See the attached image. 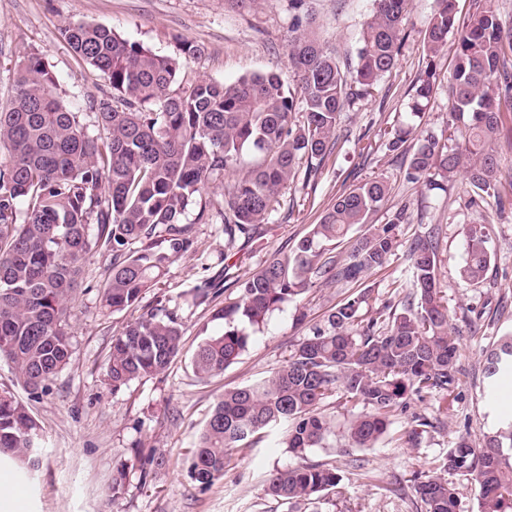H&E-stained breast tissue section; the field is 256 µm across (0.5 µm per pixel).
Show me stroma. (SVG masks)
Listing matches in <instances>:
<instances>
[{"mask_svg": "<svg viewBox=\"0 0 512 512\" xmlns=\"http://www.w3.org/2000/svg\"><path fill=\"white\" fill-rule=\"evenodd\" d=\"M308 8L309 29L321 43L338 60L355 56L373 0H309ZM434 8L435 0H412L405 20L409 37L395 67L371 95L345 108L337 130L341 148L326 158L315 191H306L298 181L285 189L262 237L228 255L222 225H196L195 253L169 264L136 305L116 313L102 306L99 295L112 257L97 251L84 266L68 312L72 361L49 392L30 395L17 382L11 364L0 360V391L26 403L41 435L39 464L33 471L0 457V477H15L26 485L17 512H418L408 493L416 478L458 438L478 448L486 435L512 421V376L506 379V389L492 393L483 381L486 349L501 336L512 335V112L505 113L495 143L497 189L507 204L501 214L491 206L477 211L466 207L464 175L440 190L408 182L406 161L384 148L394 130L410 125L423 133H448L455 40H448L436 59L438 89L426 112L414 117L406 107L427 65L423 36ZM68 22L106 25L163 56H181L187 42L201 46L202 54L187 59L182 69L189 80L230 83L288 67L289 0H246L234 9L227 0H0V103L14 96L16 70L25 55L35 51L54 72L64 105L83 113L86 124L94 123L90 103L101 97L107 84L62 39L60 28ZM374 176L387 180L391 191L371 223H387L402 208L408 214L407 223L398 228L400 245L394 254L359 280L315 281L300 303H284L263 325L248 328L245 351L223 373L198 378L193 355L205 338L223 332L224 323L213 318L212 307L192 305L185 291L215 275L226 255L233 274L257 271L279 251L294 247L337 194ZM473 223L485 224L493 253L488 279L478 287L460 276L465 258L462 227ZM431 229L437 232L450 325L460 338L462 371L454 404H446L436 393L411 396L406 411L392 414L376 447L349 449L345 426L364 406L339 390L324 402L336 432L330 447L313 449L300 459L274 447L273 437L265 435L233 450L223 477L209 488L192 483L189 460L224 390L271 376L344 300L366 295L362 314L367 318L383 305L397 303L410 280L407 249L416 235ZM159 304L179 311V357L161 374L112 389L104 368L113 338L126 323ZM416 414L431 426L411 441L407 432ZM151 450L163 463L144 479L140 470ZM303 460L335 466L342 477L339 488L291 505L264 494L263 479L269 471L295 467ZM121 466L128 478L116 496L112 478Z\"/></svg>", "mask_w": 512, "mask_h": 512, "instance_id": "obj_1", "label": "stroma"}]
</instances>
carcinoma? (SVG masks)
Masks as SVG:
<instances>
[{"label":"carcinoma","mask_w":512,"mask_h":512,"mask_svg":"<svg viewBox=\"0 0 512 512\" xmlns=\"http://www.w3.org/2000/svg\"><path fill=\"white\" fill-rule=\"evenodd\" d=\"M356 60L343 66L311 35L308 15L294 18L288 44V76L257 73L226 84L186 82L183 63L92 23H69L61 36L71 50L104 77L109 92L91 103L99 134L81 113L57 95V78L44 59L29 53L18 70L17 96L0 107V360L12 364L30 394L44 393L71 363L65 331L68 305L86 257L112 252V274L101 285L103 306L120 312L154 286L168 263L193 251L194 225H224V257L241 240L249 242L268 223L274 204L298 172L303 184L316 181L337 147L336 128L344 108L371 90L394 68L406 40L403 23L410 0H373ZM423 47L429 57L407 104L425 111L437 90L434 58L448 35L457 40L451 76L450 112L468 117L463 141L452 147L427 133L413 146L405 178L434 189L437 179L466 175L467 206L484 207L496 196L500 107L512 108V33L491 4L461 19L454 0H436ZM412 129L387 140L390 152H407ZM225 184L224 205L204 196ZM387 182L366 180L336 195L318 223L289 252L258 271L236 278L237 296L224 298L216 317L224 332L206 338L194 356L202 377L224 371L245 350L239 323L262 325L280 305L299 300L314 279L352 282L382 267L399 246L404 211L385 224L370 225L353 241L345 263L326 256L353 227L367 223L387 197ZM466 257L461 277L481 284L492 253L482 224L463 228ZM138 242L140 249L129 245ZM410 292L386 304L376 318L361 319L365 295L337 305L313 335L297 345L271 377L224 391L205 422L188 467L189 478L208 488L224 476L228 451L281 423L288 452L304 456L324 448L333 435L321 411L335 390L369 411L346 426L351 448H372L388 419L407 408L412 394L453 393L459 381L460 342L449 323L440 288L435 232L408 248ZM231 266L191 291L197 305L226 291ZM182 324L164 306L128 323L112 341L105 380L117 390L164 371L180 351ZM512 371V336L489 350V380ZM39 430L28 407L0 394V455L31 464ZM478 484L479 512H512V422L486 437L481 448L466 439L412 485L424 512H460L448 475ZM341 482L323 463L274 469L266 495L285 503L318 498Z\"/></svg>","instance_id":"carcinoma-1"}]
</instances>
